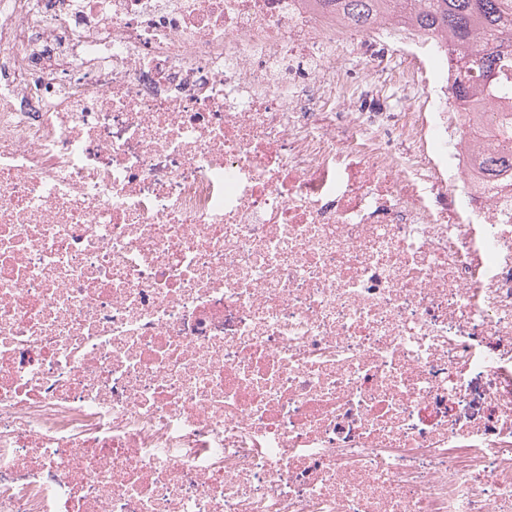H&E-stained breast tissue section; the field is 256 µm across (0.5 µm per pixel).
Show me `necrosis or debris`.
Wrapping results in <instances>:
<instances>
[{
  "label": "necrosis or debris",
  "mask_w": 512,
  "mask_h": 512,
  "mask_svg": "<svg viewBox=\"0 0 512 512\" xmlns=\"http://www.w3.org/2000/svg\"><path fill=\"white\" fill-rule=\"evenodd\" d=\"M458 71L319 0H0V512H512V95Z\"/></svg>",
  "instance_id": "obj_1"
}]
</instances>
